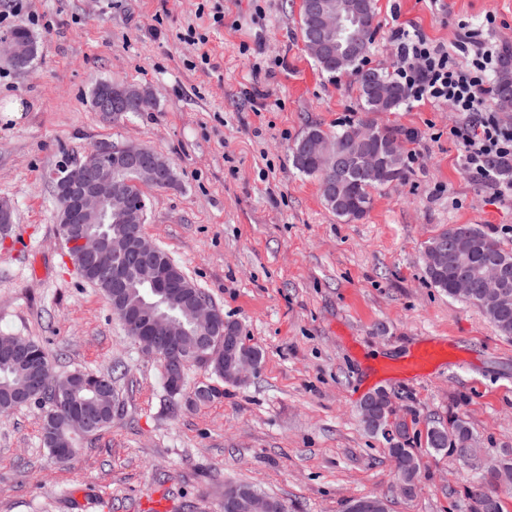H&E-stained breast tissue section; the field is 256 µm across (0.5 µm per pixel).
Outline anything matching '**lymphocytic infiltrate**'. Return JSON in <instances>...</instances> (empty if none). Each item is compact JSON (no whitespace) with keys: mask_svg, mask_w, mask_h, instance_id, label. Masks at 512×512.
<instances>
[{"mask_svg":"<svg viewBox=\"0 0 512 512\" xmlns=\"http://www.w3.org/2000/svg\"><path fill=\"white\" fill-rule=\"evenodd\" d=\"M393 38L398 57L394 78L410 98L448 103L468 115V123L449 130L464 148L467 170L482 174L491 161L512 159V127L501 125L491 110L490 78L500 57L496 46L465 32L464 38L473 42L474 50L471 61L462 64L447 46L422 35L410 36L404 28H394Z\"/></svg>","mask_w":512,"mask_h":512,"instance_id":"lymphocytic-infiltrate-1","label":"lymphocytic infiltrate"}]
</instances>
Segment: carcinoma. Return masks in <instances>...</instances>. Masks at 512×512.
I'll list each match as a JSON object with an SVG mask.
<instances>
[{"label":"carcinoma","mask_w":512,"mask_h":512,"mask_svg":"<svg viewBox=\"0 0 512 512\" xmlns=\"http://www.w3.org/2000/svg\"><path fill=\"white\" fill-rule=\"evenodd\" d=\"M317 26L318 21L315 15L308 8H303L300 14L302 39L307 40L315 34ZM369 48L370 43H365L343 64V68L348 70V74L354 77L358 85L366 117L333 133H328L319 126H312L295 143L291 151L293 166L302 174L317 178L327 206L337 216L347 220H360L368 213L372 203V192L406 179L403 147L396 132L390 127L378 125L369 118L372 113L397 110L404 103L405 98L401 94L396 97L384 95V86L388 84L394 86L396 82L377 69L364 68L362 62ZM316 64L321 72L333 78L336 77V46H331L316 60ZM494 94L499 108H512V51H506L500 56L494 78ZM320 138L332 141L340 150L348 154L351 160L349 167L341 174L345 192L342 206L339 208L336 207V179L322 173L317 168L309 148L311 140ZM388 145L395 148L396 159L386 165L380 176L367 175L364 172L366 159L375 154H382ZM112 181L120 184L131 182V185L128 186L130 207L138 210L142 219H147L146 204L141 187L149 185V182L137 174L125 171L116 161L112 162ZM127 223L126 216L114 214L112 223L103 225L102 230L108 234L111 245L115 246L125 242V224ZM459 237L466 238L471 242L468 265L477 268L486 257L493 256L507 268L509 279L506 290L512 295V251L503 249L481 226L450 224L448 228L429 239L426 245L429 246L436 242L446 243ZM151 248L158 263L173 268L182 283L180 288L166 289L170 295V302L163 305L162 310L169 317L184 323L189 332L184 340L191 343L195 340L199 328V325L194 322L193 292L197 291L203 295L205 291L196 285L183 268L161 247L153 243ZM117 262L127 266L129 278L133 279V288L131 291L125 292V303L122 304L112 298L111 269L92 267L83 274V279L100 289L109 298L112 311L118 319H123L122 312L127 303L136 305L139 312L145 315L149 314V309L140 303L139 298L152 300V288L137 281L139 267L128 263L123 255H118ZM457 270L458 266L451 261L438 269L425 266L430 283L453 299L456 298V295L451 291L450 283ZM460 300L478 306L502 335L512 337V299L498 303L490 300L481 288L480 281L476 279L472 294L462 296ZM0 343L34 353L36 361L40 365L50 371L53 370L49 355L40 343L22 336H0ZM208 371L215 377L217 384L189 392L185 385L187 379L184 378L181 391L175 393L169 389L167 390L168 395L171 397L184 396L190 404L222 396L223 391L219 384L231 383V380L224 376V365L214 360L209 365ZM33 376L34 366L29 362L0 357V415H8L16 408L26 404L35 406L40 412L41 439L50 455H55L57 448H67L70 456H76L86 438L96 435L112 423V408L116 404L112 373L74 371L57 375L46 397L42 399L33 397L28 402L16 400L17 394L28 389ZM83 407L92 414L93 419L86 434L80 436L73 431L72 419ZM391 426L398 435V439L389 445L388 454L395 461L397 478L409 486L405 497L413 498L420 490L421 456L412 446L413 440H411L406 418L393 417ZM472 439H474V435L471 427L468 422L459 417L451 419L446 425H433L426 431L428 449L456 455L460 458L464 457L463 449L470 447ZM505 465L512 468L511 456L506 455L487 463H470L471 469L474 471V480L464 488V495L470 501V512H503L502 500L505 497H512V487H499L495 476ZM253 496L263 497L265 493L240 482L228 481L224 485V499L240 501V507L236 509V512H248L246 501Z\"/></svg>","instance_id":"cac0c4a2"}]
</instances>
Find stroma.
<instances>
[{
    "mask_svg": "<svg viewBox=\"0 0 512 512\" xmlns=\"http://www.w3.org/2000/svg\"><path fill=\"white\" fill-rule=\"evenodd\" d=\"M366 65H396L395 27L466 60L463 31L512 49V0H374ZM301 0H25L18 26L38 41L31 67L0 61V200L15 208L0 244V336H25L55 372H111L112 423L65 463L44 447L39 412L0 416V512H220L224 483L280 498L288 512H344L362 495L390 512H467L472 472L425 450L429 426L461 416L488 456L512 449V339L476 306L434 288L424 243L479 224L512 250V198L463 166L448 130L460 113L408 101L378 114L405 151L404 182L375 191L359 221L329 210L291 149L309 126L361 115L353 76L320 72L299 27ZM496 18L486 27L487 15ZM208 58H201V51ZM147 86L146 112H97L98 82ZM152 148L172 187L145 188L144 234L240 324L263 359L223 397H170L161 363L129 339L105 296L67 255L50 176L99 143ZM446 339L448 357L412 380L396 369L416 345ZM385 389L415 423L417 496L397 487L388 445L358 404Z\"/></svg>",
    "mask_w": 512,
    "mask_h": 512,
    "instance_id": "35a3bbf8",
    "label": "stroma"
}]
</instances>
